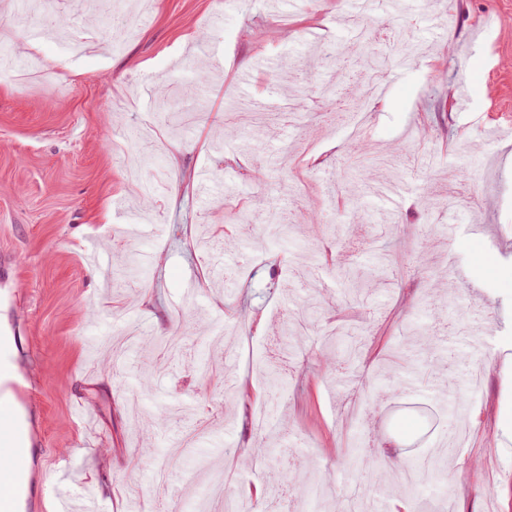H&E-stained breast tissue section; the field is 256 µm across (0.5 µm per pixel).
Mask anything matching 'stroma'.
<instances>
[{
	"instance_id": "1",
	"label": "stroma",
	"mask_w": 512,
	"mask_h": 512,
	"mask_svg": "<svg viewBox=\"0 0 512 512\" xmlns=\"http://www.w3.org/2000/svg\"><path fill=\"white\" fill-rule=\"evenodd\" d=\"M40 2L83 44L69 69L54 66L61 45L49 40L42 71L0 73V324L23 328L21 363L39 388L34 481L57 486L65 512L89 497L99 512H192L204 458L268 512H315L314 471L336 500L356 490L377 512H512V145L481 147L487 128H512V0H153L145 27L127 0ZM371 18L381 56L406 35L420 54L383 70L362 141L348 118L327 121L313 83L335 76L345 97L365 68L355 24ZM465 88L467 108L447 109ZM245 98L270 127L238 126ZM363 150L376 159L369 182L402 185L398 209L354 194ZM203 171L223 183L206 204ZM272 197L298 214L286 250L261 237ZM390 209L395 222H382ZM201 224L214 242L242 241L224 255L231 288L207 279L215 253L195 244ZM353 224L367 242L348 251L338 236ZM381 243L396 253L392 281L350 307L333 273ZM133 253L153 259L143 278L115 271ZM442 267L454 278L432 289ZM186 285L195 300L183 301ZM299 295L319 301L321 333L364 326L372 353L341 371V345L290 354L280 397L260 365ZM411 319L434 325L444 351L425 359L426 379L374 401L381 359L392 379L406 375L393 346ZM172 333L188 338L177 368L156 343ZM124 344L132 363L106 373ZM266 401L285 416L270 444L254 418ZM355 434L374 442L358 460ZM444 447L447 479L389 493L393 458ZM106 458L108 497L91 480ZM470 458L479 468L457 477Z\"/></svg>"
}]
</instances>
